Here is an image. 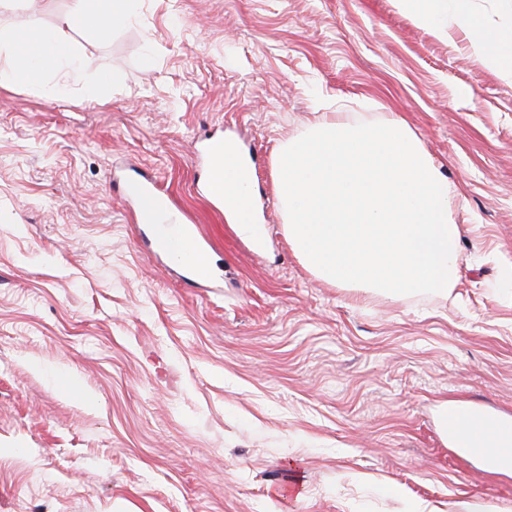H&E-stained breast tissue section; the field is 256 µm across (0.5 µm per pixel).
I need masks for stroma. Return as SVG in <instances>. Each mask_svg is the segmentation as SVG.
Here are the masks:
<instances>
[{
  "instance_id": "obj_1",
  "label": "stroma",
  "mask_w": 512,
  "mask_h": 512,
  "mask_svg": "<svg viewBox=\"0 0 512 512\" xmlns=\"http://www.w3.org/2000/svg\"><path fill=\"white\" fill-rule=\"evenodd\" d=\"M71 6L0 0V33L32 11L109 76L0 85V512H512V473L436 427L452 398L512 414V80L396 0H129L104 37ZM336 112L400 116L458 191L446 293L295 253L276 157ZM215 133L251 147L263 246L196 192ZM133 166L212 239L218 287L145 252Z\"/></svg>"
}]
</instances>
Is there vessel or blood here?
I'll return each mask as SVG.
<instances>
[{"instance_id": "b4317fda", "label": "vessel or blood", "mask_w": 512, "mask_h": 512, "mask_svg": "<svg viewBox=\"0 0 512 512\" xmlns=\"http://www.w3.org/2000/svg\"><path fill=\"white\" fill-rule=\"evenodd\" d=\"M223 137H209L197 150L205 171L198 180L203 194L216 208H223L224 197L217 188ZM126 207L139 214L140 229L161 256H172L175 244H183L188 255L180 267L188 284L200 287L211 284L208 251L195 228L180 223L170 197L157 181L138 169H131L124 178ZM448 440L460 457L487 474H500L512 469V417L494 414L462 404L449 407L444 415Z\"/></svg>"}]
</instances>
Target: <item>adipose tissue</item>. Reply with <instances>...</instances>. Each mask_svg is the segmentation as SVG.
Here are the masks:
<instances>
[{
	"label": "adipose tissue",
	"instance_id": "obj_1",
	"mask_svg": "<svg viewBox=\"0 0 512 512\" xmlns=\"http://www.w3.org/2000/svg\"><path fill=\"white\" fill-rule=\"evenodd\" d=\"M400 8L418 22L430 27L437 35L453 38L464 34L474 55L512 79V31H498L477 20L470 0H397ZM126 16L125 0H113L111 9L97 6L95 0H72L70 19L78 21L92 35L103 36L120 26ZM17 30L22 47L14 53L9 65L0 66V84L10 82L18 73L41 85L54 99L68 94L65 84L45 79L48 64H56L72 72L92 71V61L64 48L56 30L41 26L35 16L19 18ZM224 215L229 223L247 227L249 208L254 205L253 190L248 174L240 173L237 151L232 143H225Z\"/></svg>",
	"mask_w": 512,
	"mask_h": 512
}]
</instances>
